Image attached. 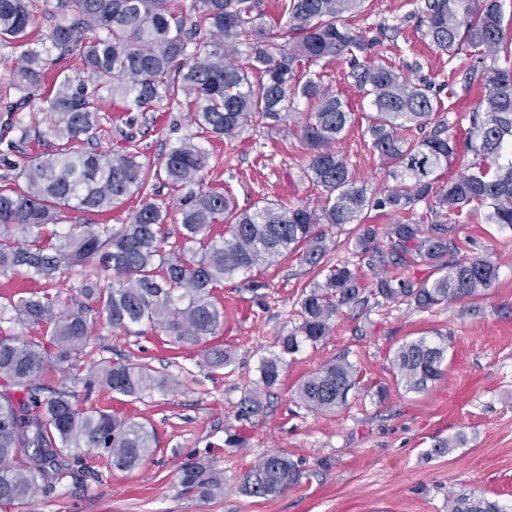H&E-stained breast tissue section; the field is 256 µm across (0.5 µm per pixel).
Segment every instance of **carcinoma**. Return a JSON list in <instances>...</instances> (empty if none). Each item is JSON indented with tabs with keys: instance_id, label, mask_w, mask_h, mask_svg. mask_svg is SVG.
Masks as SVG:
<instances>
[{
	"instance_id": "carcinoma-1",
	"label": "carcinoma",
	"mask_w": 512,
	"mask_h": 512,
	"mask_svg": "<svg viewBox=\"0 0 512 512\" xmlns=\"http://www.w3.org/2000/svg\"><path fill=\"white\" fill-rule=\"evenodd\" d=\"M34 0H0V44L25 47L12 70L15 85L35 94L44 90L49 68L75 57L89 82L55 84L45 106V130L56 146L28 155L22 145L29 131L14 139L0 136V164L16 171L26 187L0 188V276L21 271L45 281L63 268L81 266L78 291L83 301L69 303L58 294L31 292L0 305V506L28 500L42 485L53 487L75 475L81 455L105 453L112 467L131 470L154 452L155 434L144 424L120 419L97 408H83L94 391L133 399L179 386L172 374L143 364L100 358L77 384L46 383L53 373L76 366L91 340L97 306L101 325L128 333L148 325L181 347H199L224 324V308L213 290L224 280L296 253L302 263L320 265L327 252L319 226L361 222L368 210L395 216L388 225V248L376 246L377 231L363 227L357 240L371 262L408 270L424 267L419 283L401 276L378 280L375 295L431 309L480 294L498 278L484 257H459L449 227L479 216L486 224L512 230V41L504 39L501 0H425L422 36L450 56L466 47L490 61L481 75L482 95L470 116L468 151L471 172L446 181L441 171L458 154L457 140L440 122L428 135L415 132L439 110L429 86L415 82L387 63L355 62L370 42L348 27L349 15L363 0H281L270 22L263 0H194L189 22L172 0H56L53 24L38 42L28 41ZM205 30L210 41L189 51L191 35ZM288 41L279 42L280 36ZM245 47L246 57L240 56ZM349 55L347 78L368 104L367 146L388 167L396 188L383 195L359 186L336 143L356 121V113L311 66ZM205 138L232 140L259 116L271 130L286 122L285 104L307 101L296 138L306 174L320 190L321 204L266 203L237 210L234 198L215 189L184 196L178 240L169 238L164 207L144 201L126 224H72L53 229L63 209L95 214L112 210L141 193L142 163L133 146L108 152L84 149L100 125L103 92L124 102L127 112H153L176 91ZM210 153L186 140L173 147L156 178L179 188L201 180ZM426 210L418 211L419 203ZM229 217V237H216L213 225ZM197 244L200 257L185 252ZM356 270H329L303 293L298 323L278 337L279 353L261 362V381L271 388L280 379L284 356L300 346L324 340L340 308L358 301ZM40 326L43 336L26 340L11 327ZM447 352L444 339L420 336L402 343L392 365L406 390L421 392L441 374ZM357 367L346 359L326 364L298 388L303 404L316 412H334L355 386ZM263 407L252 392L240 405L250 418ZM184 490L216 495L224 489L221 473L209 462L190 458L180 468ZM302 477L301 464L273 453L240 477L249 496L267 499L285 492ZM448 512H504L497 503L468 494L448 499Z\"/></svg>"
}]
</instances>
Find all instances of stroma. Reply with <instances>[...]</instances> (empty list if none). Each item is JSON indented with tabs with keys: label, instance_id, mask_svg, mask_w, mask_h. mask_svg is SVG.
Wrapping results in <instances>:
<instances>
[{
	"label": "stroma",
	"instance_id": "stroma-1",
	"mask_svg": "<svg viewBox=\"0 0 512 512\" xmlns=\"http://www.w3.org/2000/svg\"><path fill=\"white\" fill-rule=\"evenodd\" d=\"M424 0H365L350 18L352 29L371 40L368 61L389 63L424 79L440 99L439 119L449 134L468 126L481 85L480 65L468 53L450 57L421 36ZM18 49L0 45V135L16 127L30 131L26 150L47 151L40 140L42 100L27 98L12 83ZM20 102L8 112L4 105ZM120 102L106 101L91 144L101 151L122 146L132 135L140 152L144 197H132L115 210L97 215L100 224H120L148 199L166 207L169 231L180 222L178 192L154 176L164 157L181 141L195 138L185 97L155 112H139L133 124L121 122ZM364 119L337 143L358 184L380 193L393 181L377 154L367 146ZM212 157L200 189H224L239 208L268 202L316 204L318 191L304 171L296 138L268 130L253 118L243 135L209 144ZM355 224L329 229L323 269L300 262L297 254L274 265L224 280L214 297L224 307V325L207 348L231 357L229 366L204 364L205 348H183L164 332L142 327L137 334H117L95 327L81 358L89 367L105 355L149 365L177 377L170 393L135 400L93 393L89 404L122 418L145 423L155 433L156 451L130 471L112 468L105 457L77 464L75 477L40 490L9 512H448L449 496L465 492L512 506V234L472 219L455 225L452 237L464 254L489 257L498 267L492 288L444 306L420 310L404 302L376 300V278L360 266V303L343 307L329 336L286 357L280 381L263 396L262 410L239 416L240 401L260 384L259 366L278 350V336L296 320L305 287L323 280L327 268L356 265ZM358 265V264H357ZM81 267L63 271L52 283L25 276L0 277V303L45 288L75 295ZM444 338L448 350L441 376L421 392L406 391L395 378L392 359L405 341ZM344 358L360 371L347 402L333 413L308 410L297 387L325 363ZM239 433L243 447L224 445L227 433ZM453 440L450 452L432 454L436 440ZM280 452L302 461L303 476L285 493L258 499L244 494L240 477L263 456ZM191 457L208 459L224 477V491L214 496L185 493L180 465Z\"/></svg>",
	"mask_w": 512,
	"mask_h": 512
}]
</instances>
